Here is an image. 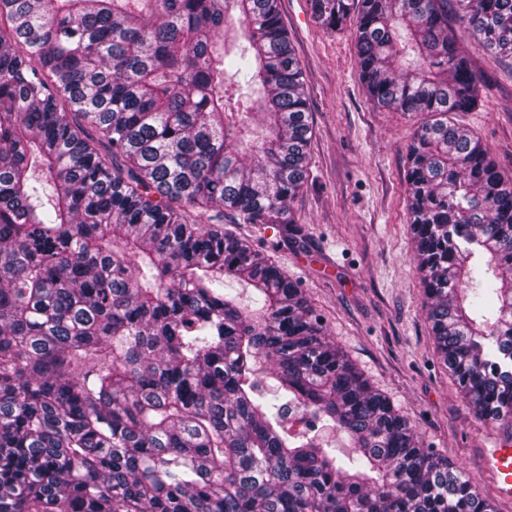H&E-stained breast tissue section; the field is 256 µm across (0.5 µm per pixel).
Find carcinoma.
I'll use <instances>...</instances> for the list:
<instances>
[{
	"label": "carcinoma",
	"mask_w": 512,
	"mask_h": 512,
	"mask_svg": "<svg viewBox=\"0 0 512 512\" xmlns=\"http://www.w3.org/2000/svg\"><path fill=\"white\" fill-rule=\"evenodd\" d=\"M456 2L511 59L512 0ZM310 3L355 17L368 97L422 117L427 320L475 417L512 420V179L448 120L485 88L448 0ZM312 133L278 0H0V512H496L224 230L303 236Z\"/></svg>",
	"instance_id": "cac0c4a2"
}]
</instances>
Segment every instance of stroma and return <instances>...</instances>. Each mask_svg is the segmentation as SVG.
Instances as JSON below:
<instances>
[{
  "label": "stroma",
  "instance_id": "1",
  "mask_svg": "<svg viewBox=\"0 0 512 512\" xmlns=\"http://www.w3.org/2000/svg\"><path fill=\"white\" fill-rule=\"evenodd\" d=\"M305 79L313 127L307 180L292 201L305 227L302 245L272 230L224 216L225 229L248 240L302 288L328 336L408 420L425 447L461 465L498 512L482 451L505 444L512 426L478 421L442 364L425 313L407 210V147L415 118L382 108L359 79L352 27L330 31L309 0H278ZM489 90L481 108L453 113L512 174V59L455 30Z\"/></svg>",
  "mask_w": 512,
  "mask_h": 512
}]
</instances>
